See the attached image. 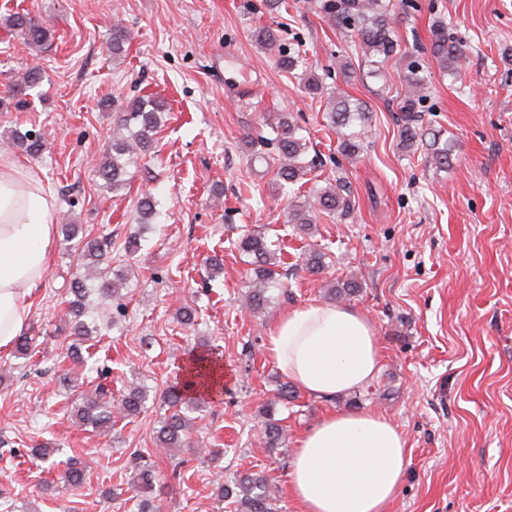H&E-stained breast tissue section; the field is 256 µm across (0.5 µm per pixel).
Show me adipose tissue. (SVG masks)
Instances as JSON below:
<instances>
[{"mask_svg": "<svg viewBox=\"0 0 512 512\" xmlns=\"http://www.w3.org/2000/svg\"><path fill=\"white\" fill-rule=\"evenodd\" d=\"M55 199L39 176L0 155V351L26 328L57 235ZM275 368L322 401L369 384L380 367L370 320L347 307L312 302L288 309L265 342ZM408 442L373 410L331 411L297 442L288 491L299 512H384L400 490Z\"/></svg>", "mask_w": 512, "mask_h": 512, "instance_id": "adipose-tissue-1", "label": "adipose tissue"}]
</instances>
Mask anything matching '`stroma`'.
<instances>
[{
    "label": "stroma",
    "instance_id": "stroma-1",
    "mask_svg": "<svg viewBox=\"0 0 512 512\" xmlns=\"http://www.w3.org/2000/svg\"><path fill=\"white\" fill-rule=\"evenodd\" d=\"M414 2L394 11L402 50L381 81L367 77L357 43L310 0L280 11L265 0H0L1 16L26 12L53 32L37 52L0 27V154L39 170L56 217L110 240L111 265L125 275L116 299L89 298L91 358L64 360L74 338L61 316L80 247L57 239L25 329L31 350L0 354V512H138L131 482L143 463L161 474L159 512H234L218 501L217 482L255 472L269 480L279 512H298L288 465L302 433L334 408L377 410L405 434L409 461L387 512H512V57L503 55L512 0ZM117 18L130 39L116 58L107 42ZM436 19L465 44L460 78L429 56ZM258 28L302 42L322 95L305 94L304 70L280 68L256 42ZM414 57L428 84L424 120L452 148L445 169L400 142L398 75ZM35 58L43 79L15 108L6 90ZM335 92L370 112L353 161L337 153L326 118ZM147 96L166 105L154 147L112 193L94 165L112 143L116 108ZM280 112L292 114L316 156L318 176L300 194L342 183L349 215H318L307 233L289 224L290 195L271 168L250 162V142L271 134L265 117ZM18 125L49 131L39 156L13 145ZM146 193L156 204L148 226L136 211ZM253 232L283 260L280 285L255 312L253 274L238 249ZM311 248L325 255L317 275L304 266ZM214 257L223 271L210 269ZM351 277L360 290L345 304L380 338L377 395L275 401L282 376L266 355L270 328L289 308L327 301L323 283ZM184 306L196 312L193 328L179 320ZM205 345L223 354L224 393L199 411L185 448L158 452L157 403L107 434L72 423L61 375L116 398L132 384L158 396ZM268 407L283 427L276 450L261 439ZM43 446L53 450L46 461L32 454ZM72 458L86 466L78 488L63 479Z\"/></svg>",
    "mask_w": 512,
    "mask_h": 512
}]
</instances>
